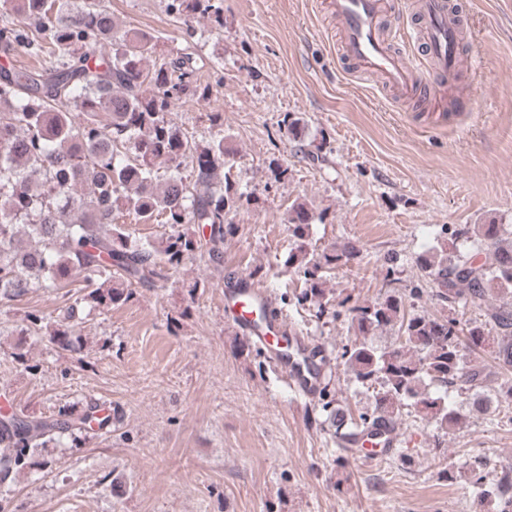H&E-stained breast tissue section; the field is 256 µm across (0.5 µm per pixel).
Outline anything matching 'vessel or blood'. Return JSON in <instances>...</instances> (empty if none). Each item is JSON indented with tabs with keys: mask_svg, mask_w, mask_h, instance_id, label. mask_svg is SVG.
Here are the masks:
<instances>
[{
	"mask_svg": "<svg viewBox=\"0 0 512 512\" xmlns=\"http://www.w3.org/2000/svg\"><path fill=\"white\" fill-rule=\"evenodd\" d=\"M331 6L341 24L345 57L364 72L382 75L392 89L403 94L413 91L420 61L416 56L396 52L385 38L383 0H332ZM405 7L418 14L415 38L424 46L435 75L478 68L477 54L460 51L459 25L449 0H407ZM239 282V287L225 289V310L252 342L266 349L272 366L289 389L315 399L327 370L321 361L323 349L310 346L284 319L260 318L258 308L271 306V296L247 276H240ZM284 336L291 346L283 356L275 349L274 341ZM401 436L396 425L385 422L338 436L336 444L356 451L359 460L370 463L392 455L401 445Z\"/></svg>",
	"mask_w": 512,
	"mask_h": 512,
	"instance_id": "b4317fda",
	"label": "vessel or blood"
}]
</instances>
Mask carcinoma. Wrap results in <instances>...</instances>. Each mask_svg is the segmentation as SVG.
Here are the masks:
<instances>
[{"instance_id":"1","label":"carcinoma","mask_w":512,"mask_h":512,"mask_svg":"<svg viewBox=\"0 0 512 512\" xmlns=\"http://www.w3.org/2000/svg\"><path fill=\"white\" fill-rule=\"evenodd\" d=\"M188 9L224 27L217 0H167L176 19ZM157 42L152 32L120 23L104 0H0V57L24 52L41 59L31 70L0 66V301L83 283L85 294L57 316H24L64 351L80 350L83 306H119L131 298L132 283L166 279L200 248L206 227L209 257L220 260L221 246L237 231L229 215L248 198L230 179L224 138L197 141L170 118L202 69L197 56L160 55ZM187 158L188 177L180 171ZM161 164L170 165L164 176ZM124 210L140 224H167L171 233L137 242L116 222ZM309 224L306 206L293 205L288 229L295 247L287 263L305 284L295 305L322 316L329 299L320 272L360 250L346 244L316 252L307 242ZM417 266L434 285L431 296L455 312L465 314L493 291L498 304L464 328L455 318L407 311L397 294L348 308L361 340L344 347L341 359L358 387L372 391L374 408L357 421L336 410L329 421L338 434L383 419L396 424L409 405L440 432L458 426L455 392L465 384L478 402L486 382L465 348L491 349L500 373L512 372V238L504 225H478L454 252L439 242ZM388 328L397 331L398 344L368 341ZM429 382L443 393H429ZM110 421L94 402L53 416L0 410V481L35 450ZM483 466L477 461L470 470L475 498H493L500 512H512V469L489 480Z\"/></svg>"}]
</instances>
